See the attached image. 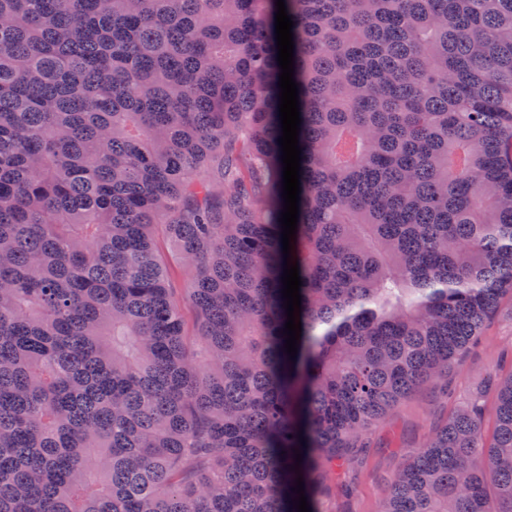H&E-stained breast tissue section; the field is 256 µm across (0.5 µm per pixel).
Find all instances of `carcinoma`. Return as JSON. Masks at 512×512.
<instances>
[{"label": "carcinoma", "mask_w": 512, "mask_h": 512, "mask_svg": "<svg viewBox=\"0 0 512 512\" xmlns=\"http://www.w3.org/2000/svg\"><path fill=\"white\" fill-rule=\"evenodd\" d=\"M275 2L0 0V512H322L512 291V0H285L286 353ZM483 416L380 512H512V378Z\"/></svg>", "instance_id": "cac0c4a2"}]
</instances>
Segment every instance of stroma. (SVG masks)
Wrapping results in <instances>:
<instances>
[{"label":"stroma","instance_id":"stroma-1","mask_svg":"<svg viewBox=\"0 0 512 512\" xmlns=\"http://www.w3.org/2000/svg\"><path fill=\"white\" fill-rule=\"evenodd\" d=\"M512 376V296L503 295L485 321L479 343L448 374V396L421 389L391 407L372 433L379 449L359 458L350 468L356 489L336 494L323 512H379L388 492L387 479L417 451L429 429L447 414L479 400L485 410L484 436L495 427L496 391L491 379Z\"/></svg>","mask_w":512,"mask_h":512}]
</instances>
